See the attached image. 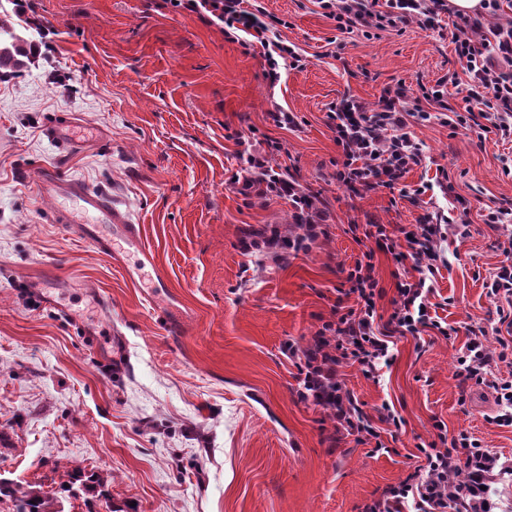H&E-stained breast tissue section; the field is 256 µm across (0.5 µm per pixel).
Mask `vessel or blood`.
I'll return each instance as SVG.
<instances>
[{"label":"vessel or blood","instance_id":"vessel-or-blood-1","mask_svg":"<svg viewBox=\"0 0 512 512\" xmlns=\"http://www.w3.org/2000/svg\"><path fill=\"white\" fill-rule=\"evenodd\" d=\"M39 189L44 196L61 201L54 211L55 223L74 227L81 239L104 253H114L116 247L123 244L141 248V225L129 223L110 197L53 171L42 175Z\"/></svg>","mask_w":512,"mask_h":512}]
</instances>
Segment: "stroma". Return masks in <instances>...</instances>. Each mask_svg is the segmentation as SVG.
I'll use <instances>...</instances> for the list:
<instances>
[{
    "mask_svg": "<svg viewBox=\"0 0 512 512\" xmlns=\"http://www.w3.org/2000/svg\"><path fill=\"white\" fill-rule=\"evenodd\" d=\"M160 0H18L41 35L27 67L0 70V477L56 490L81 467L108 481L95 512H358L425 466L435 423L465 431L512 464L496 397L460 391L457 358L495 306L483 280L500 262L481 214L512 202L502 171L512 142L414 125L424 159L404 184L352 194L336 178L327 124L346 96L433 85L460 65L450 41L418 24L366 39L340 33L311 0H259L286 25L301 70L267 80L260 49L225 39ZM297 125L276 127V111ZM273 140L270 161L309 196L328 234L288 260L246 253L245 228L288 230V197H258L226 129ZM111 197L142 225L154 263L108 256L54 223L37 184L46 169ZM426 186L422 195L413 190ZM470 203L471 234L447 236L431 303L450 338L395 337L378 380L347 364L362 409L390 404L405 423L389 451L330 443L326 410L300 401L281 345H306L329 319L366 246L353 224L423 223Z\"/></svg>",
    "mask_w": 512,
    "mask_h": 512,
    "instance_id": "stroma-1",
    "label": "stroma"
}]
</instances>
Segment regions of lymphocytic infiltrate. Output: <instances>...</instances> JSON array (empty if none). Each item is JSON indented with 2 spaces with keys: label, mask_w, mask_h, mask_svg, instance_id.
<instances>
[{
  "label": "lymphocytic infiltrate",
  "mask_w": 512,
  "mask_h": 512,
  "mask_svg": "<svg viewBox=\"0 0 512 512\" xmlns=\"http://www.w3.org/2000/svg\"><path fill=\"white\" fill-rule=\"evenodd\" d=\"M336 28L373 37L376 32L417 23L434 28L440 16L453 17L450 39L462 74L440 79L433 86L411 89L398 85L385 90L374 109L353 97L331 104L328 125L341 151L342 167L336 178L352 193L362 194L383 187L398 189L405 174L421 164L423 151L410 130L411 125L429 121L439 113L453 130L474 134L478 140L495 135L512 141V21L498 22L501 0H483L475 16L456 15L449 0H312ZM163 8L197 14L204 22L220 26L226 39L239 41L248 36L251 45L261 47L268 64L267 77L280 78L279 64L304 68L302 55L282 40L275 23L266 21L259 4L245 0H163ZM463 84V107L448 101L447 84ZM468 208H461L457 220L436 212L425 223L395 228L390 224L351 225L373 246L362 252L346 279L353 305L335 303L332 317L319 327L305 347L285 342L283 352L297 368V397L326 409L332 423L331 440L354 437L357 443L374 444L384 450L381 426L401 428L402 417L389 405H382L377 418L363 412L357 398L345 388L339 370L358 365L365 377L377 378L382 366L390 364L391 339L395 336L421 338L432 331L447 336L441 318L431 316L428 298L433 280L445 258L441 243L447 232L465 238L470 234ZM512 220V206L486 209L483 222L504 230ZM505 232V230H504ZM503 259L483 283L487 296L496 304V317L489 325L470 328V338L457 359L461 384H475L494 391L501 412L495 422L512 427V377L494 374V367L512 366V232L496 240ZM390 254L403 276L396 283L392 312L382 317L377 303L385 296L376 273V252ZM495 345H488V338ZM431 442L421 445L425 467L388 487L378 498L365 503L360 512H448V476L461 459L483 470L490 460L481 441L461 432L449 436L445 424H437Z\"/></svg>",
  "instance_id": "f902f5d3"
}]
</instances>
